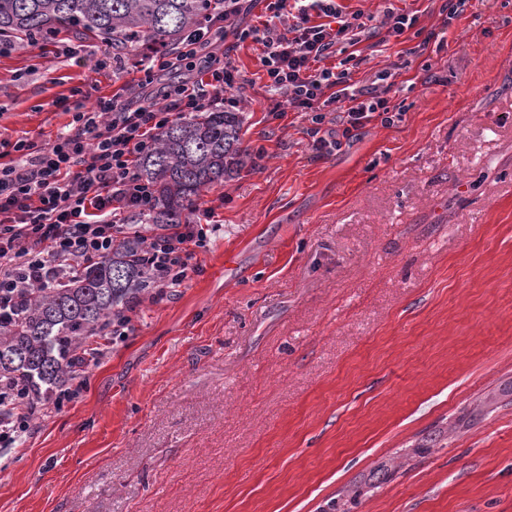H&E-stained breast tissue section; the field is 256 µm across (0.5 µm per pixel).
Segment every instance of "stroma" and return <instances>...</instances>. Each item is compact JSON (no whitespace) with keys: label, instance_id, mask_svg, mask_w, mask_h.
<instances>
[{"label":"stroma","instance_id":"35a3bbf8","mask_svg":"<svg viewBox=\"0 0 512 512\" xmlns=\"http://www.w3.org/2000/svg\"><path fill=\"white\" fill-rule=\"evenodd\" d=\"M443 4H403L445 32L418 62L412 39L359 44L353 80L400 64L406 110L324 158L305 116L271 117L261 44L233 49L264 158L202 193L224 233L185 287L0 453V512H512V401L481 408L512 379V0ZM106 49L69 31L0 54V140L126 97L139 66Z\"/></svg>","mask_w":512,"mask_h":512}]
</instances>
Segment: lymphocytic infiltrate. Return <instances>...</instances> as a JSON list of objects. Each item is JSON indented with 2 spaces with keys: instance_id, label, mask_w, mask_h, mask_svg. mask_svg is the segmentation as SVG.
<instances>
[{
  "instance_id": "1",
  "label": "lymphocytic infiltrate",
  "mask_w": 512,
  "mask_h": 512,
  "mask_svg": "<svg viewBox=\"0 0 512 512\" xmlns=\"http://www.w3.org/2000/svg\"><path fill=\"white\" fill-rule=\"evenodd\" d=\"M250 8L249 0H224L223 23L212 38L195 35L177 55H156L125 100L97 99L74 113L67 130L51 142L22 135L10 143L0 163V314L13 315L34 287L62 282L111 253L126 231L114 221L116 211L152 200L135 165L157 131L190 112L237 105L232 92L243 80L224 47L225 28ZM266 10L263 25L244 28L239 36L262 44L267 92L286 102L272 108V118L286 109L307 116L316 156L341 149L374 117L389 114L395 69L385 67L374 83L360 85L352 80L345 53L380 29L390 38L403 36L417 27L416 14L389 10L376 22L359 11L345 12L337 0H266ZM333 56L338 64L326 66ZM178 66L193 73V80L152 88L155 73ZM333 104L339 114L329 127L324 110ZM220 230L217 224H171L152 233L142 258L156 287H183L196 268V247ZM83 388L79 376L60 394L1 392L0 447H25L37 409L62 405Z\"/></svg>"
}]
</instances>
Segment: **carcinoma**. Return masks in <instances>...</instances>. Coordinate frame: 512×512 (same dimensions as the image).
<instances>
[{
	"instance_id": "obj_1",
	"label": "carcinoma",
	"mask_w": 512,
	"mask_h": 512,
	"mask_svg": "<svg viewBox=\"0 0 512 512\" xmlns=\"http://www.w3.org/2000/svg\"><path fill=\"white\" fill-rule=\"evenodd\" d=\"M224 9V0H0V43L20 48L80 31L140 64L179 45ZM240 112H195L164 126L138 161L153 203L132 224H187L200 192L244 167ZM140 234L91 260L63 285L38 288L18 317L0 324V381L31 394L65 385L88 338L149 295Z\"/></svg>"
}]
</instances>
